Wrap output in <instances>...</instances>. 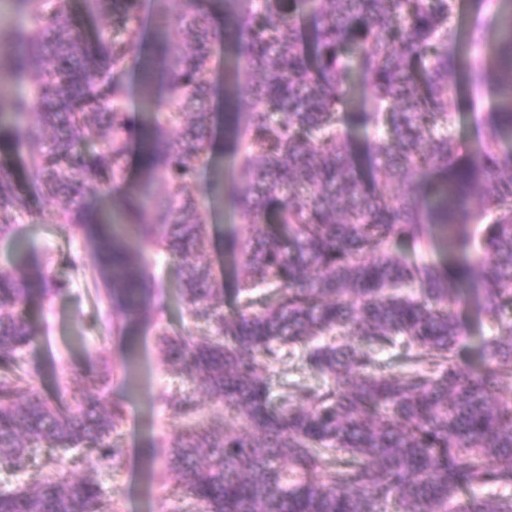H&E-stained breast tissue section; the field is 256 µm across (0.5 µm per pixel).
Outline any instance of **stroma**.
<instances>
[{"label":"stroma","instance_id":"35a3bbf8","mask_svg":"<svg viewBox=\"0 0 512 512\" xmlns=\"http://www.w3.org/2000/svg\"><path fill=\"white\" fill-rule=\"evenodd\" d=\"M57 205L39 202L30 212L17 215L16 239L0 240V269L24 266L31 275V297L26 317L37 332L36 342L25 348L24 358L43 376L45 392L62 403L75 392L72 369L95 377L102 366L112 368L109 398L127 407V420L119 439L125 467L117 475L97 468L84 449L62 451L70 475H94L103 491L100 512H181L184 502L167 466L172 437L183 428L173 420L165 400L187 391V384L167 366L160 345L161 332L176 334L189 328L181 315L179 267L163 252H145L147 274L154 285L146 310L132 332L104 337L97 315L109 309L106 291L91 269L77 270L75 256L90 257L91 241L69 234L56 219ZM212 242L205 259L224 284V305L233 307L238 261L225 250L230 231L246 237L247 226L221 199H214L209 214ZM70 281L69 292L47 299L41 293V275ZM457 312L467 328L460 355L478 363V349L490 336V320L473 301L460 302Z\"/></svg>","mask_w":512,"mask_h":512}]
</instances>
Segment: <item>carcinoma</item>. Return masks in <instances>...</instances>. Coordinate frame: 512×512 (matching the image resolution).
Segmentation results:
<instances>
[{
    "mask_svg": "<svg viewBox=\"0 0 512 512\" xmlns=\"http://www.w3.org/2000/svg\"><path fill=\"white\" fill-rule=\"evenodd\" d=\"M22 25L0 30V71L29 95L0 115V139L27 148L19 175L0 161V237L14 215L57 200V217L95 241L91 266L112 307L103 333L128 331L148 298L142 252L161 247L180 267L187 318L205 337L162 333L166 360L189 384L167 400L186 431L169 470L194 505L184 512H512V0H477L478 53H462L459 0H157L152 57L141 84L167 72L162 97L137 122L128 111L131 50L144 36L141 0H16ZM223 28L217 29L216 18ZM236 69L225 84L247 125L225 133L239 170L232 207L255 226L240 252L237 306L224 311L207 250L210 201L189 192L215 167L209 78L217 42ZM464 72L494 100L466 151L457 137ZM52 131L45 146L38 129ZM376 138L357 146L354 133ZM103 134L102 150L86 142ZM123 196L131 250L94 198ZM448 238V265L402 251ZM465 288L491 320L479 367L458 360ZM68 283L43 279L46 298ZM28 274L0 271V470L31 471L0 493V512H99L102 489L72 479L51 451L82 447L98 467H125L117 438L125 406L105 401L110 370L67 408L50 401L21 352L37 333L25 316ZM301 351L320 377L271 397L268 372ZM395 351L398 371L380 369ZM220 413L198 421L196 394ZM36 442L50 450L38 459Z\"/></svg>",
    "mask_w": 512,
    "mask_h": 512,
    "instance_id": "obj_1",
    "label": "carcinoma"
}]
</instances>
